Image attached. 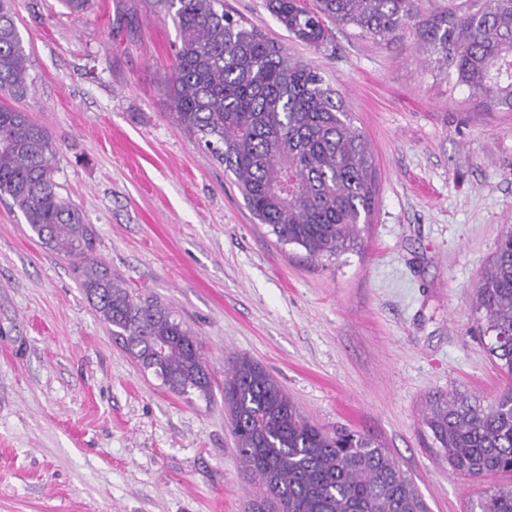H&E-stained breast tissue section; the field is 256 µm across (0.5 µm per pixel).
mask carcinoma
<instances>
[{"mask_svg":"<svg viewBox=\"0 0 512 512\" xmlns=\"http://www.w3.org/2000/svg\"><path fill=\"white\" fill-rule=\"evenodd\" d=\"M179 32L165 82L169 116L234 177L245 205L277 240L314 260L357 245L375 206V157L364 130L319 71L288 56L221 0H157ZM294 37L315 48L329 25L375 42L412 29L434 68L488 110L512 112V0L423 16L420 0H266ZM28 90L11 0H0V92ZM48 131L0 103V200L7 197L52 253L83 261L85 294L112 336L172 393L210 400L197 336L156 299H142L90 255L92 230L57 192ZM481 331L503 388L487 404L464 393L430 398L422 425L452 472L512 475V229L474 289ZM224 407L241 471L259 486L255 512H427L399 463L371 436L310 421L246 354L224 368ZM471 512H512V486L489 487Z\"/></svg>","mask_w":512,"mask_h":512,"instance_id":"cac0c4a2","label":"carcinoma"}]
</instances>
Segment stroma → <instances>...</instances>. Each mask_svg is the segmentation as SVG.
<instances>
[{"label":"stroma","instance_id":"35a3bbf8","mask_svg":"<svg viewBox=\"0 0 512 512\" xmlns=\"http://www.w3.org/2000/svg\"><path fill=\"white\" fill-rule=\"evenodd\" d=\"M30 86L15 100L56 147L58 193L94 254L198 337L213 399L169 392L87 300L81 264L48 251L0 201V512H248L224 410L245 353L315 423L372 435L429 512H466L494 476H458L421 415L430 396L488 403L501 380L474 285L512 227V112L437 79L415 35L333 27L296 40L265 0L224 6L341 93L376 161L375 209L333 261L277 243L223 165L168 116L178 32L153 0H12Z\"/></svg>","mask_w":512,"mask_h":512}]
</instances>
